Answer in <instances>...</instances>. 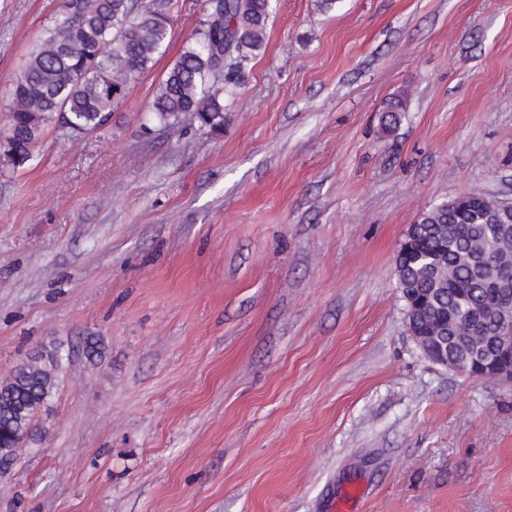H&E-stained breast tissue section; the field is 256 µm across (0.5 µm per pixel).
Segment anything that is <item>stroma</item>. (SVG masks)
Here are the masks:
<instances>
[{"mask_svg": "<svg viewBox=\"0 0 512 512\" xmlns=\"http://www.w3.org/2000/svg\"><path fill=\"white\" fill-rule=\"evenodd\" d=\"M60 4L0 0V130ZM163 4L108 123L0 168V381L65 357L0 512H512V386L423 356L395 268L512 200V0H276L217 134L151 110L207 9Z\"/></svg>", "mask_w": 512, "mask_h": 512, "instance_id": "1", "label": "stroma"}]
</instances>
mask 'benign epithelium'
Instances as JSON below:
<instances>
[{"label":"benign epithelium","instance_id":"1","mask_svg":"<svg viewBox=\"0 0 512 512\" xmlns=\"http://www.w3.org/2000/svg\"><path fill=\"white\" fill-rule=\"evenodd\" d=\"M488 267V299L484 310L494 316L500 328L499 336L491 341L492 354L482 355V359L474 364L448 356V341L445 337L450 334L472 345L474 354H479L482 343L475 329L481 321V315L472 309L467 315L456 318L450 312L447 321L451 322V326L447 327L442 324V319L433 315L432 298L428 294L416 297L404 291L407 326L410 335L430 362L473 379L512 385V303L498 301L500 289L512 286V256L490 263Z\"/></svg>","mask_w":512,"mask_h":512}]
</instances>
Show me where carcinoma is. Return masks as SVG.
Listing matches in <instances>:
<instances>
[{"label":"carcinoma","instance_id":"1","mask_svg":"<svg viewBox=\"0 0 512 512\" xmlns=\"http://www.w3.org/2000/svg\"><path fill=\"white\" fill-rule=\"evenodd\" d=\"M273 0H216L208 5L192 37L162 79L152 103L159 122L188 116L203 129L224 128V88L237 86L247 64L265 48ZM171 37L161 4L143 0H62L53 24L35 42L9 89V120L0 131V165L24 169L35 145L57 123L65 135L101 128L126 84L148 69ZM499 201L479 194L467 208L441 203L425 212L409 232L416 242L400 275L426 292L442 258L472 307L485 300L484 283L468 256L504 254L507 237L494 227ZM62 357L58 349L19 365L0 383V443L14 460L17 434L31 432L37 411L51 397Z\"/></svg>","mask_w":512,"mask_h":512}]
</instances>
